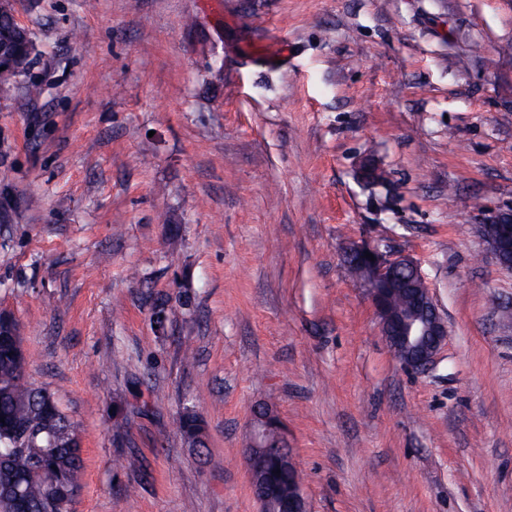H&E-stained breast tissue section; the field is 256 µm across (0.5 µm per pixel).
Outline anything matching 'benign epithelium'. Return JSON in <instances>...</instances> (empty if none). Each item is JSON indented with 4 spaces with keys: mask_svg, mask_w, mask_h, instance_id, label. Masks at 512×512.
Segmentation results:
<instances>
[{
    "mask_svg": "<svg viewBox=\"0 0 512 512\" xmlns=\"http://www.w3.org/2000/svg\"><path fill=\"white\" fill-rule=\"evenodd\" d=\"M480 229L497 264L512 271V214L501 213L490 223L480 225ZM367 252L373 254L374 259L366 258ZM348 260L364 278L380 320L382 336L391 349L412 370H423L431 365L446 341L448 328L417 263L406 255L366 243L352 245ZM398 292L408 294L409 305L398 307L393 303V296ZM270 417L271 414L263 410L253 418L247 464L254 497L263 512L268 510L273 498L280 500L279 512H309L288 449L266 447V423ZM276 455L281 456L280 463L289 465L293 475L286 490L270 480L269 461Z\"/></svg>",
    "mask_w": 512,
    "mask_h": 512,
    "instance_id": "1",
    "label": "benign epithelium"
}]
</instances>
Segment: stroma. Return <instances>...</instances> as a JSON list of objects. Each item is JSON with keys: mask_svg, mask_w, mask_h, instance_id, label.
Listing matches in <instances>:
<instances>
[{"mask_svg": "<svg viewBox=\"0 0 512 512\" xmlns=\"http://www.w3.org/2000/svg\"><path fill=\"white\" fill-rule=\"evenodd\" d=\"M15 19L44 93L0 99V314L81 428L70 512H259L260 405L310 512H512V271L478 231L512 210V0H16ZM361 240L418 263L448 326L426 370L382 336ZM179 427L185 443L189 448L205 446V428L195 410L185 408L179 419Z\"/></svg>", "mask_w": 512, "mask_h": 512, "instance_id": "obj_1", "label": "stroma"}]
</instances>
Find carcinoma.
Wrapping results in <instances>:
<instances>
[{"instance_id": "obj_1", "label": "carcinoma", "mask_w": 512, "mask_h": 512, "mask_svg": "<svg viewBox=\"0 0 512 512\" xmlns=\"http://www.w3.org/2000/svg\"><path fill=\"white\" fill-rule=\"evenodd\" d=\"M0 54L28 58L31 33L13 20L9 0H0ZM19 326L0 318V512H68L83 468L81 440L56 396L25 378ZM185 443L204 445L205 428L195 410L179 419Z\"/></svg>"}]
</instances>
